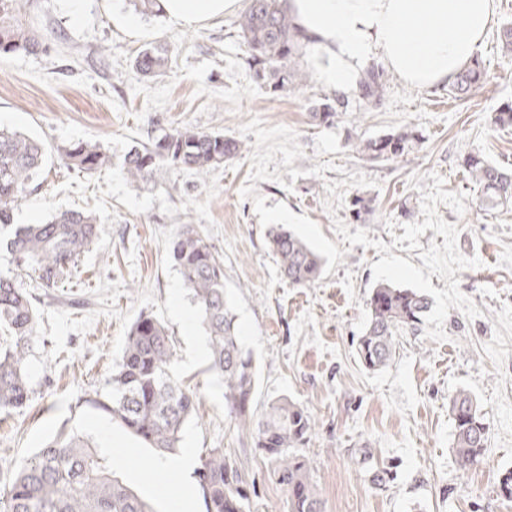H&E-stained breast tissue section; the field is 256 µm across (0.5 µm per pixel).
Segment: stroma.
<instances>
[{"instance_id":"obj_1","label":"stroma","mask_w":512,"mask_h":512,"mask_svg":"<svg viewBox=\"0 0 512 512\" xmlns=\"http://www.w3.org/2000/svg\"><path fill=\"white\" fill-rule=\"evenodd\" d=\"M494 4L477 53L487 85L459 98L447 86L415 87L388 72L380 102L371 105L358 92L340 95L320 81L310 42L293 62L307 74L305 83L285 92L258 84L238 28L248 0L191 26L141 18L128 0H16L17 18L45 37L48 49L0 56V126L41 140L49 160L13 221L38 224L80 209L99 224L97 242L58 287L23 279L37 307L28 364L34 394L25 408L0 411V488H9L17 466L66 429L88 437L154 512H169L166 486L189 487L192 512H205L196 480L178 470L160 474L153 449L88 404L109 392L132 323L151 314L166 324L175 368L200 398L183 427L182 447L196 456L224 449L254 486L250 512H284L286 491L270 477L252 438L227 416L224 385L208 372V355L198 352L207 342L198 311L167 257L175 233L193 224L224 258L225 295L257 366L253 412L286 397L315 421L304 453L324 512H512V499L498 493L502 474L512 470V206L483 208L463 166L465 156L477 153L512 169V126L492 121L512 105V55L498 43L501 26L512 22V0ZM158 40L166 42L170 62L161 75L142 78L132 60ZM337 98L342 106L333 124L313 119L315 107ZM255 117L297 133L303 157L278 168L281 177L289 168L302 170L292 189L249 181L256 138L239 128ZM181 126L241 139L244 150L203 176L164 165L148 181L130 183L125 155ZM403 131L412 139L396 160H371L354 149L356 140ZM78 141L100 144L109 167L91 177L67 168L61 154ZM328 161L333 169L312 175ZM358 171L367 186L347 188L342 207L329 212L326 182ZM416 174L423 177L417 189L410 185ZM437 175L444 190L465 196L463 215L443 204L438 212L458 226L460 253L481 262L457 274L480 315L470 320L450 309L442 343L421 328L404 331L390 364L366 370L355 341L368 319L371 265L381 255L343 241L334 222L366 230L369 239L420 265V250L394 245L393 238L405 224L423 222L421 193ZM358 196L372 207L359 222L352 216ZM274 224L321 255L314 287L281 278L267 239ZM461 389L473 395L488 428L483 455L467 470L456 460L448 410ZM116 438L122 447H113ZM364 450L372 463L397 464L398 478L385 490L371 486L360 461Z\"/></svg>"}]
</instances>
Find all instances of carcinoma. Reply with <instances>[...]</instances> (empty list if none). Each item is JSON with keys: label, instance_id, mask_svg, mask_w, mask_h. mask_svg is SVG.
I'll return each instance as SVG.
<instances>
[{"label": "carcinoma", "instance_id": "carcinoma-1", "mask_svg": "<svg viewBox=\"0 0 512 512\" xmlns=\"http://www.w3.org/2000/svg\"><path fill=\"white\" fill-rule=\"evenodd\" d=\"M16 0H0V55L36 54L44 39L14 16ZM138 13L156 17L160 0H132ZM247 48L246 63L259 81H269L278 91L306 80L291 66L293 55L307 36L296 26L282 0H250L239 22ZM166 50L144 48L133 66L144 77L166 66ZM485 68L477 59L462 67L450 91L467 93L482 87ZM362 99L380 101L383 75L372 68L359 85ZM410 136L390 134L361 139L356 150L376 160H395L405 154ZM242 153V143L217 132L174 128L142 148L129 151L122 166L133 183L147 180L153 170L170 165L203 176L210 169ZM41 142L16 131L0 129V233L14 230L6 248L25 275L54 288L97 238L96 216L79 210L58 213L40 224L13 225V212L21 205L43 166ZM66 166L91 176L111 163L100 145L78 141L63 152ZM471 180L481 188L489 209L512 201V170L486 161L479 154L464 160ZM269 244L281 276L299 288L320 279L321 256L305 241L277 224L269 231ZM169 258L179 271L196 305L209 344V370L224 380V407L230 421L253 437L254 448L270 476L287 490L286 512H323L313 483L310 463L300 449L311 441L315 422L304 407L286 397L268 402L257 417L252 411L257 370L252 352L244 348L224 293V262L206 236L186 224L170 242ZM369 319L356 343V355L368 370H379L391 360L397 334L415 330L430 311L429 299L412 289L377 283L367 299ZM36 319L34 298L19 282V275H0V327L11 342L0 348V410L21 409L29 403L33 387L27 370ZM175 352L165 324L154 316H141L130 326L123 354L111 377V391L89 404L102 411L132 436L161 455L177 452L184 424L199 405L195 392L184 386L174 370ZM454 422V452L459 466L470 468L482 455L486 426L470 392L457 391L449 399ZM368 465L370 483L377 489L397 479L392 464ZM206 512H248L250 486L238 463L212 448L200 456L196 470ZM7 512H154L152 507L121 480L89 439L60 432L46 441L16 469L9 489Z\"/></svg>", "mask_w": 512, "mask_h": 512}]
</instances>
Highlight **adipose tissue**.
<instances>
[{
	"label": "adipose tissue",
	"instance_id": "obj_1",
	"mask_svg": "<svg viewBox=\"0 0 512 512\" xmlns=\"http://www.w3.org/2000/svg\"><path fill=\"white\" fill-rule=\"evenodd\" d=\"M239 0H161L171 21L194 25L234 10ZM494 0H289L296 23L320 52L321 81L357 88L383 63L405 82H452L479 50Z\"/></svg>",
	"mask_w": 512,
	"mask_h": 512
}]
</instances>
